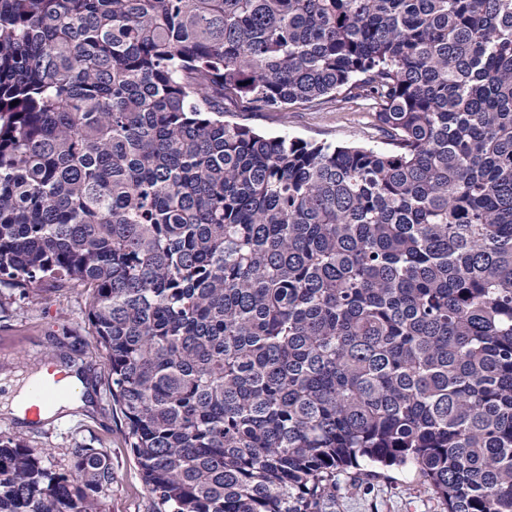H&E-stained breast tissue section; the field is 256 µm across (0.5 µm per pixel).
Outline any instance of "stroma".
Here are the masks:
<instances>
[{"label": "stroma", "mask_w": 512, "mask_h": 512, "mask_svg": "<svg viewBox=\"0 0 512 512\" xmlns=\"http://www.w3.org/2000/svg\"><path fill=\"white\" fill-rule=\"evenodd\" d=\"M229 120L247 118L257 130L288 133L305 140L377 145L381 137L363 105L329 103L321 110H298L288 122L274 112L241 113L230 108ZM85 288L72 283L60 289L20 292L0 283V405L12 395L15 380L44 368L47 361L80 368L94 399L92 409L58 413L40 424L26 423L0 409V435L45 449V467L67 473L78 446L93 443L110 454L116 479L102 501L103 512H155L136 458L124 443V420L113 410L107 370L87 345ZM325 512H445L442 502L410 469L366 466L338 477L336 497Z\"/></svg>", "instance_id": "35a3bbf8"}]
</instances>
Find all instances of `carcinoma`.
Here are the masks:
<instances>
[{
	"instance_id": "cac0c4a2",
	"label": "carcinoma",
	"mask_w": 512,
	"mask_h": 512,
	"mask_svg": "<svg viewBox=\"0 0 512 512\" xmlns=\"http://www.w3.org/2000/svg\"><path fill=\"white\" fill-rule=\"evenodd\" d=\"M371 102L380 146L224 119ZM0 279L88 292L156 512L413 468L512 512V0H0ZM0 437V512H101Z\"/></svg>"
}]
</instances>
